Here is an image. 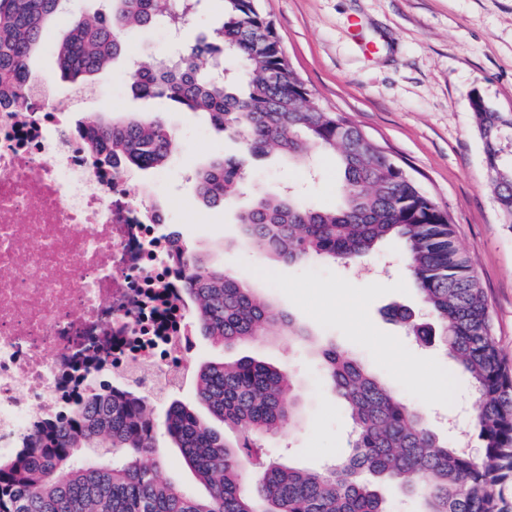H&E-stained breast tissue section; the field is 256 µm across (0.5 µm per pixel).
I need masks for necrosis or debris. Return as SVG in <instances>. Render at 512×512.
<instances>
[{
  "label": "necrosis or debris",
  "mask_w": 512,
  "mask_h": 512,
  "mask_svg": "<svg viewBox=\"0 0 512 512\" xmlns=\"http://www.w3.org/2000/svg\"><path fill=\"white\" fill-rule=\"evenodd\" d=\"M54 85L0 107V457L25 450L92 382L158 398L196 331L187 230L92 163Z\"/></svg>",
  "instance_id": "obj_1"
}]
</instances>
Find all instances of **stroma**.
<instances>
[{
    "label": "stroma",
    "instance_id": "1",
    "mask_svg": "<svg viewBox=\"0 0 512 512\" xmlns=\"http://www.w3.org/2000/svg\"><path fill=\"white\" fill-rule=\"evenodd\" d=\"M273 22L293 68L319 105L342 114L382 147L420 189L447 212L487 296L494 334L512 362V226L505 224L491 186L483 142L469 97L480 91L495 109L512 113V0H258ZM69 11L30 59L34 77L57 82L56 48L70 26L104 9L103 0H70ZM171 49L167 31L134 34L126 54L91 77L75 115L87 121L105 107L159 114L177 134L159 170H133L129 181L162 203L172 224H188L189 251L257 288L289 316L298 336H265L224 348L198 338L195 364L252 356L294 375L302 419L260 438L284 464L318 470L343 457L352 424L329 382L315 345H333L362 359L407 403L422 408L430 427L448 440L477 445L475 433L451 426L466 407L468 383L439 341L420 344L388 311L423 313L410 286L402 249L384 244L368 266L314 258L288 264L245 243L237 222L253 195L293 186L314 205L339 200L335 162L321 156V175L278 153L249 156L241 143L201 112H184L163 98L137 99L127 61L147 64ZM242 160V195L220 206L196 196V171L216 157ZM420 375L412 382L406 368ZM158 476L186 491L205 489L167 438L144 456Z\"/></svg>",
    "mask_w": 512,
    "mask_h": 512
}]
</instances>
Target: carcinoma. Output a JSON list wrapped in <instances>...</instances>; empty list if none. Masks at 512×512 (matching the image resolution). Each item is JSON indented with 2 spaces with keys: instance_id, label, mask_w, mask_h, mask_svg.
Instances as JSON below:
<instances>
[{
  "instance_id": "obj_1",
  "label": "carcinoma",
  "mask_w": 512,
  "mask_h": 512,
  "mask_svg": "<svg viewBox=\"0 0 512 512\" xmlns=\"http://www.w3.org/2000/svg\"><path fill=\"white\" fill-rule=\"evenodd\" d=\"M66 0H0V105L27 102L30 57L63 14ZM109 14L74 25L57 46L60 80L83 85L126 48L129 33L182 15L172 0H109ZM223 21L212 39L136 69L132 93L166 98L240 137L246 151H277L307 163L315 152L335 155L343 175L340 202L320 209L304 198L258 194L238 215L247 243L269 258L300 263L321 257L367 261L378 244L402 245L413 286L433 323L401 317L414 336H439L466 373L478 410L473 456L443 442L424 414L406 404L361 360L335 346L316 353L332 392L354 425L347 455L323 472L267 462L251 436L293 423L300 415L289 377L252 357L208 362L196 369L195 396L235 439L174 400L164 435L206 487L194 496L162 481L141 463L156 448L149 401L99 385L84 408L68 413L34 440L27 455L0 463V512H389L372 476L402 485L421 512H512L501 488L512 479V365L502 356L473 263L457 245L448 215L378 145L348 119L322 110L290 66L280 38L257 0H219ZM240 70L224 75L221 61ZM498 206L512 224V162L500 140L512 113L476 112ZM90 160L126 168L163 167L174 132L158 116L98 117L81 125ZM239 164L216 157L197 170L196 193L217 206L233 199ZM198 334L226 347L259 336H301L291 318L222 268L189 257Z\"/></svg>"
}]
</instances>
